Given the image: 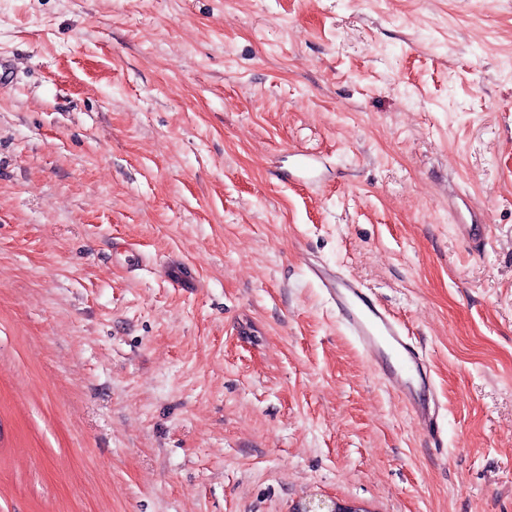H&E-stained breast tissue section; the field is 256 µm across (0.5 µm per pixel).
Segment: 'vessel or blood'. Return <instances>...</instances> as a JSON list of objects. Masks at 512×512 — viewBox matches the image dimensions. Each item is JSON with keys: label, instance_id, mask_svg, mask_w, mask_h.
Masks as SVG:
<instances>
[{"label": "vessel or blood", "instance_id": "b4317fda", "mask_svg": "<svg viewBox=\"0 0 512 512\" xmlns=\"http://www.w3.org/2000/svg\"><path fill=\"white\" fill-rule=\"evenodd\" d=\"M350 335L377 375L397 397L417 428L438 431L439 406L430 364L423 350L376 296L340 269L310 268Z\"/></svg>", "mask_w": 512, "mask_h": 512}]
</instances>
